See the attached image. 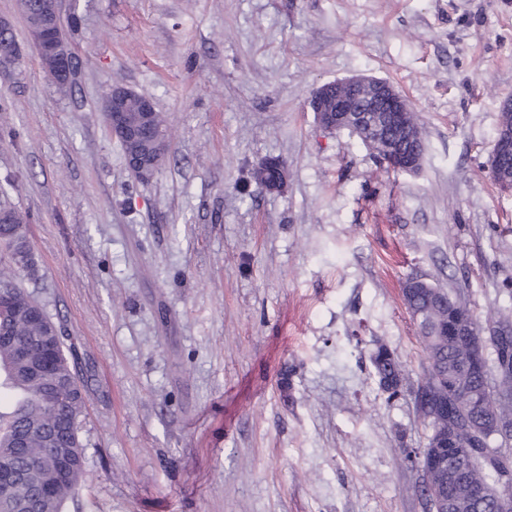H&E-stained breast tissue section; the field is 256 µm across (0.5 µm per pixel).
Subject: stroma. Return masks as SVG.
I'll return each mask as SVG.
<instances>
[{
    "instance_id": "1",
    "label": "stroma",
    "mask_w": 512,
    "mask_h": 512,
    "mask_svg": "<svg viewBox=\"0 0 512 512\" xmlns=\"http://www.w3.org/2000/svg\"><path fill=\"white\" fill-rule=\"evenodd\" d=\"M59 91L18 0L0 75V203L15 281L77 350L85 479L65 512H427L403 460L430 432L402 282L512 309V189L489 178L512 98V0H61ZM391 82L425 130L414 174L323 128L317 87ZM126 88L167 120L137 180L104 122ZM284 161L280 191L252 179ZM403 363L388 399L375 342ZM3 211V224L0 222V243L5 248H10L14 241L25 238V226L23 216L10 207H0Z\"/></svg>"
}]
</instances>
